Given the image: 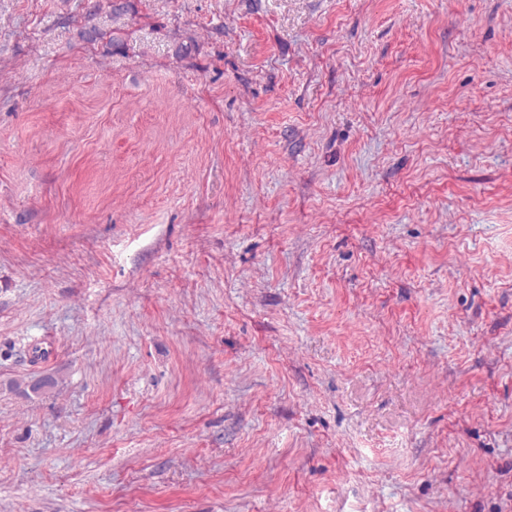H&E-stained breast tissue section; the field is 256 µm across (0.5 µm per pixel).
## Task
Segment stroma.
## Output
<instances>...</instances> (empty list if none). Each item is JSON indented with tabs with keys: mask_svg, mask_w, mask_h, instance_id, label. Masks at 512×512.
Instances as JSON below:
<instances>
[{
	"mask_svg": "<svg viewBox=\"0 0 512 512\" xmlns=\"http://www.w3.org/2000/svg\"><path fill=\"white\" fill-rule=\"evenodd\" d=\"M95 2L0 0V512H512V0Z\"/></svg>",
	"mask_w": 512,
	"mask_h": 512,
	"instance_id": "1",
	"label": "stroma"
}]
</instances>
